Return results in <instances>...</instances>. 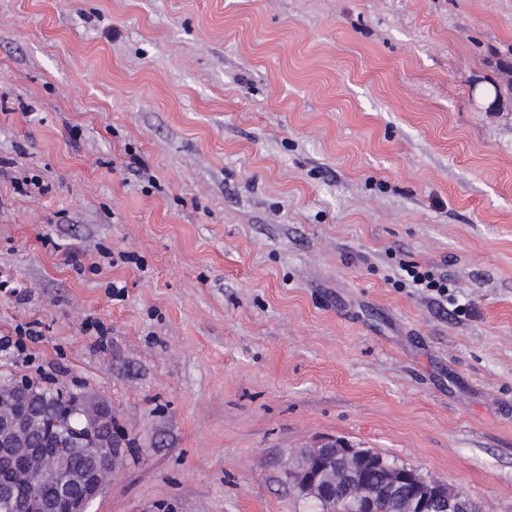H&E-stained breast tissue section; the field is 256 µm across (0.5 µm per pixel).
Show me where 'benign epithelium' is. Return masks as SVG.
I'll list each match as a JSON object with an SVG mask.
<instances>
[{
    "instance_id": "1",
    "label": "benign epithelium",
    "mask_w": 512,
    "mask_h": 512,
    "mask_svg": "<svg viewBox=\"0 0 512 512\" xmlns=\"http://www.w3.org/2000/svg\"><path fill=\"white\" fill-rule=\"evenodd\" d=\"M73 412L55 421L62 429L71 431L78 441L76 454L85 459V466L76 471H66L58 457L40 456L34 448H21L23 426L9 414L0 412V459H10L19 454H28L38 461V470L23 474L16 471L0 478V499L11 501L16 497L18 487L27 490L25 508L27 512H54V499L41 493L48 486L67 499L69 512H89L92 502L99 497L108 482L110 471L117 470L123 455L122 444L112 440V445L83 446L93 440L97 427H113L112 410L104 406L97 413L84 410L81 400L72 404ZM84 417L79 427L71 425L72 415ZM341 449L346 459H354L359 465L347 474V482L353 488L350 496L333 495L327 506L328 512H376L375 489L366 481L365 467L383 473L389 489L397 488V475L407 474L421 487V492L410 498L412 512H434L432 506L440 499H448L449 512H475L470 499L457 493L448 497V484L426 476L408 465L394 464L373 451L360 448L340 437H328L306 448L297 464L288 468V478L298 495L312 497L323 494L325 474L336 469V449Z\"/></svg>"
}]
</instances>
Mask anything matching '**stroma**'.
Listing matches in <instances>:
<instances>
[{
	"mask_svg": "<svg viewBox=\"0 0 512 512\" xmlns=\"http://www.w3.org/2000/svg\"><path fill=\"white\" fill-rule=\"evenodd\" d=\"M501 61L512 0H0V382L111 406L90 512H319L332 436L512 512ZM400 270L405 273L403 280L426 291L435 293L439 297H448V279L442 275L436 274L432 269L422 267L415 262H405L400 266ZM403 280H400L403 283Z\"/></svg>",
	"mask_w": 512,
	"mask_h": 512,
	"instance_id": "35a3bbf8",
	"label": "stroma"
}]
</instances>
